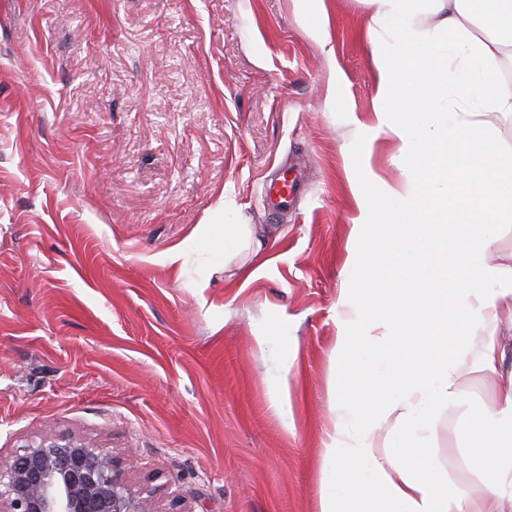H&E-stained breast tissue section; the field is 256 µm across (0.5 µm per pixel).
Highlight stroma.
Instances as JSON below:
<instances>
[{
  "instance_id": "stroma-1",
  "label": "stroma",
  "mask_w": 512,
  "mask_h": 512,
  "mask_svg": "<svg viewBox=\"0 0 512 512\" xmlns=\"http://www.w3.org/2000/svg\"><path fill=\"white\" fill-rule=\"evenodd\" d=\"M325 2L0 0L1 461L52 431L112 450L158 512H318L352 186L399 177L395 136L351 123L368 8ZM284 162L305 187L273 216ZM240 222L278 231L250 280L194 234Z\"/></svg>"
}]
</instances>
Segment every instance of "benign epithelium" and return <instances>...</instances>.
Returning a JSON list of instances; mask_svg holds the SVG:
<instances>
[{"label": "benign epithelium", "mask_w": 512, "mask_h": 512, "mask_svg": "<svg viewBox=\"0 0 512 512\" xmlns=\"http://www.w3.org/2000/svg\"><path fill=\"white\" fill-rule=\"evenodd\" d=\"M107 448L47 432L0 463V512H157Z\"/></svg>", "instance_id": "obj_1"}]
</instances>
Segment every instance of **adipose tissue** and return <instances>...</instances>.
<instances>
[{
  "label": "adipose tissue",
  "instance_id": "obj_1",
  "mask_svg": "<svg viewBox=\"0 0 512 512\" xmlns=\"http://www.w3.org/2000/svg\"><path fill=\"white\" fill-rule=\"evenodd\" d=\"M366 2L376 90L356 126L397 137L400 177L353 191L319 512H512V383L488 405L464 387L512 347V252L487 261L512 225V0ZM267 249L254 224L214 244L245 263Z\"/></svg>",
  "mask_w": 512,
  "mask_h": 512
}]
</instances>
